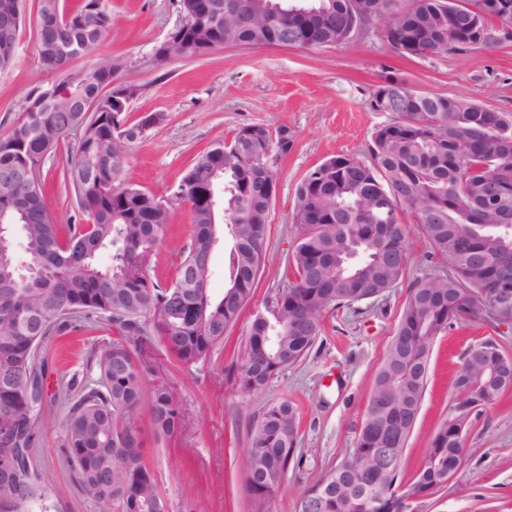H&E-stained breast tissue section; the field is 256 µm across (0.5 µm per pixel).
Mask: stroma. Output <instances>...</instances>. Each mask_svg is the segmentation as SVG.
<instances>
[{"label": "stroma", "instance_id": "1", "mask_svg": "<svg viewBox=\"0 0 512 512\" xmlns=\"http://www.w3.org/2000/svg\"><path fill=\"white\" fill-rule=\"evenodd\" d=\"M37 0H25L26 23L13 67L0 72V134L24 112L28 93L59 81L37 49ZM115 23L107 45L77 61V68L112 56L125 64L124 75L139 88L126 115L137 122L149 113L162 121L126 146V178L163 200L169 224L147 260L151 277L171 284L193 227L190 206L176 196L195 158L231 140L245 125L292 133L287 154L274 155L276 188L269 215L268 242L255 292L227 334L225 348L201 363L184 366L154 340L138 350L149 367L148 384L171 389L182 426L156 438L148 405L134 423L144 434V460L154 469L169 512H296L306 489L338 466L355 447L374 378L396 330L411 284L444 273L448 265L429 259L428 245L410 211L402 221L408 263L401 283L383 296L335 310L322 317L323 332L297 365L259 392L241 389V343L253 312L268 296L287 286L288 265L299 229L292 222L296 193L305 176L333 156L369 162L374 131L390 118L372 111L369 96L392 78L419 91L462 97L512 113V40L502 41L501 25L489 23V39L464 53L407 56L386 38L383 22L363 25L350 41L331 47L227 46L203 57L160 61L156 47L184 21L181 0H104ZM78 145L66 139L40 167L45 197L60 224L79 221L76 199L64 183L63 169ZM102 320L83 321L74 335L51 337L44 345L51 369L45 379L49 404L41 422L43 438L30 451L40 474L41 499L21 512H99L92 493L80 486L64 448L61 381L78 370L91 340L112 337ZM491 339L512 354V328L486 317L453 323L430 347V367L421 410L401 461V476L412 480L440 424L455 403L454 377L466 351ZM288 401L299 414V451L277 493L256 504L247 491L240 460L250 433L272 403ZM467 451L447 487L426 497L419 512H512V391L491 405L476 407L466 428Z\"/></svg>", "mask_w": 512, "mask_h": 512}]
</instances>
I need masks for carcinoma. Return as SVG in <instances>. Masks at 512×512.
Here are the masks:
<instances>
[{"mask_svg":"<svg viewBox=\"0 0 512 512\" xmlns=\"http://www.w3.org/2000/svg\"><path fill=\"white\" fill-rule=\"evenodd\" d=\"M98 0H83L66 13L60 0H37L42 27L39 56L55 69L76 52H90L108 40L114 19L96 9ZM282 4L276 11L272 4ZM292 0H182L185 22L176 28L173 50L185 57L204 56L230 45L276 46L287 28H300L299 44L314 35L312 47L350 40L351 15L364 23L387 20V40L407 55L436 56L452 51L457 30L470 40L487 41L488 21L498 18L494 0H299L307 15L286 12ZM500 19V18H498ZM500 22L512 27V16ZM14 34L0 29V56L5 71L14 63ZM112 69L88 68L67 96L58 87L40 89L39 108L24 110L0 134V172L24 174L23 180L0 183V221L8 228V254L0 257V469L14 472L0 501L38 495L39 475L28 466L30 449L42 433L46 405L44 379L48 360L42 347L51 336L78 330L80 316L113 325L117 336L91 345L86 375L71 378L65 388L76 393L63 430L67 459L79 484L91 492L101 512H155L161 493L153 469L144 461L139 429L133 425L143 399H149L150 421L166 435L181 424L167 386L146 392L145 368L136 356L151 336L175 360L190 366L224 347V331L237 322L241 303L254 293L256 271L268 236L267 186L276 181L266 151L276 150L270 131L258 137L236 135L198 156L179 185L190 205L194 232L176 270L174 287L150 280L146 261L169 222V209L152 194L125 183L127 154L115 141L133 134L124 129L131 99L102 90L113 84ZM98 99L86 115L79 101ZM395 118L380 126L364 164L331 157L318 165L298 188L293 222L299 240L288 258L293 281L265 301L254 315L242 346L239 385L263 390L280 372L297 364L323 331L322 313L382 295L403 279L408 235L398 212L411 209L428 244V256L449 264L447 280L415 281L394 336L375 375L356 447L304 495L323 497V512H399L412 489L435 487L442 474L462 461L467 417L477 406L495 402L504 388L493 382L503 359L496 343L485 341L464 354L455 379L456 403L436 433L419 474L405 486L399 471L379 478L375 448L383 428L403 427L399 447L406 448L420 412L430 346L456 321L479 315L477 300L492 298L505 273L472 260L478 251L488 259L512 253V232L493 228L512 225V113L488 112L473 101L448 97L419 98L400 87L387 99ZM74 126L85 129L68 160L71 183L83 223L55 222L45 200L40 167ZM224 175L223 198L229 213L224 231L232 238L228 282L221 297L196 287L188 269L212 253V211L208 180ZM112 248V265L102 267L97 253ZM33 268L45 270L32 288L20 276L18 254ZM299 442L295 408L286 401L264 411L251 433V447L241 461L248 489L261 505L280 487L294 461Z\"/></svg>","mask_w":512,"mask_h":512,"instance_id":"cac0c4a2","label":"carcinoma"}]
</instances>
